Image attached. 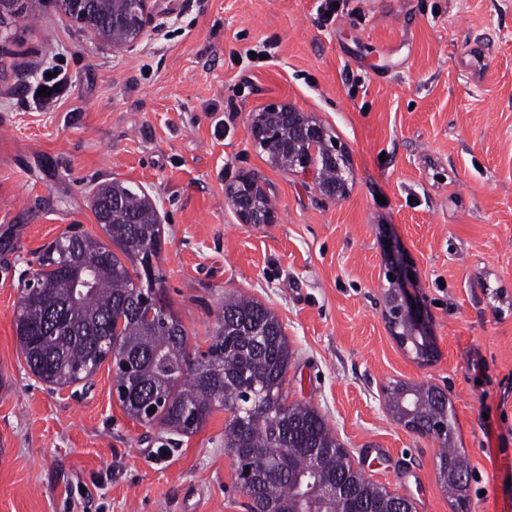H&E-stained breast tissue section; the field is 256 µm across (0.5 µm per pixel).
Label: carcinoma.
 Instances as JSON below:
<instances>
[{"instance_id": "obj_1", "label": "carcinoma", "mask_w": 512, "mask_h": 512, "mask_svg": "<svg viewBox=\"0 0 512 512\" xmlns=\"http://www.w3.org/2000/svg\"><path fill=\"white\" fill-rule=\"evenodd\" d=\"M254 121L277 142L266 149L283 168L299 165L300 151L277 143L295 137L279 112H258ZM346 160L331 146L319 150L321 184H347ZM110 203L104 243L65 235L39 258L35 288L21 291L15 331L30 371L58 388L88 381L106 360L126 359L134 372H116L124 412L133 420L161 423L170 432H198L212 412L230 413L224 450L235 458L249 512H414L413 502L365 478L324 417L305 403H287L283 385L291 365L284 327L261 302L227 294L215 337L195 366L186 360L187 332L166 304L159 260L164 241L156 209L139 187L121 180L100 184L92 209ZM151 289L148 302L136 284ZM393 418L421 435L439 439V480L459 507L467 487L452 481L468 471L466 457L452 448L448 397L436 387L394 382L386 390ZM339 487L327 495L324 487Z\"/></svg>"}]
</instances>
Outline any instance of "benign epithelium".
I'll return each instance as SVG.
<instances>
[{
  "mask_svg": "<svg viewBox=\"0 0 512 512\" xmlns=\"http://www.w3.org/2000/svg\"><path fill=\"white\" fill-rule=\"evenodd\" d=\"M65 14L76 19L83 27L95 37L112 42V32L103 31L90 26L84 18L83 12L78 8L82 0H57ZM130 12L135 23V35H141L152 18L151 0H131ZM267 112H285L288 121L298 125L299 143L303 146L302 162L303 173L317 176V167L311 163V157L319 152L326 144L328 130L321 124L308 122L304 119V113L296 108L275 103L265 106ZM261 190V186L253 180H249L242 188V192L232 202L233 208L238 213L240 220L245 224L253 223L254 217L248 212V202L253 195ZM384 268L386 272L393 274L391 288L393 294L387 300L385 318L388 328L392 333H397V326H402L400 336L405 342H410L418 354V358L428 360L433 357L434 345L429 328V318L423 302L409 292L410 277L417 276L414 266L407 263L399 247L394 246L388 251Z\"/></svg>",
  "mask_w": 512,
  "mask_h": 512,
  "instance_id": "obj_1",
  "label": "benign epithelium"
}]
</instances>
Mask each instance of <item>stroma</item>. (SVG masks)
<instances>
[{"mask_svg": "<svg viewBox=\"0 0 512 512\" xmlns=\"http://www.w3.org/2000/svg\"><path fill=\"white\" fill-rule=\"evenodd\" d=\"M23 2L0 31V512H248L224 409L172 435L125 414L111 362L58 388L20 350L26 272L58 237L103 238L90 196L111 179L158 209L163 293L191 357L225 293L260 301L294 352L288 402L316 408L369 480L415 512H512V0H340L330 19L321 0H161L119 51L56 0ZM53 57L68 86L44 109L32 89ZM272 102L346 147L343 199L252 144ZM245 175L276 223H242L228 202ZM391 241L418 272L427 363L385 320ZM392 381L447 394L466 510L440 484V440L392 417Z\"/></svg>", "mask_w": 512, "mask_h": 512, "instance_id": "obj_1", "label": "stroma"}]
</instances>
